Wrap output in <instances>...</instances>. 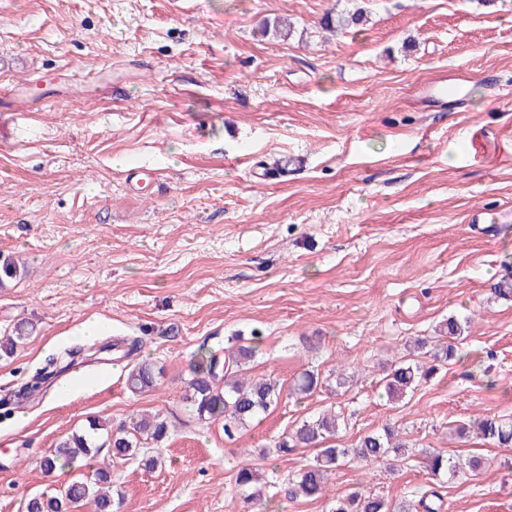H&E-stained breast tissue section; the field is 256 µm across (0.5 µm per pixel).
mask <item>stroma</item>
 Here are the masks:
<instances>
[{"instance_id":"obj_1","label":"stroma","mask_w":512,"mask_h":512,"mask_svg":"<svg viewBox=\"0 0 512 512\" xmlns=\"http://www.w3.org/2000/svg\"><path fill=\"white\" fill-rule=\"evenodd\" d=\"M363 9L347 32L326 16ZM297 34L262 36L263 20ZM466 74L452 110L420 85ZM512 0H0V391L65 350L138 339L140 350L69 367L23 406L0 409V512L91 474L48 476L41 459L91 419L165 417L149 446L162 468L112 467V512H247L239 467L278 483L316 451L276 450L302 419L332 408L336 444L391 426L416 455L336 470L325 497L277 496L273 512H328L360 487L439 512H512V448L459 425L512 417ZM465 321L459 357L392 404L381 380L415 340ZM263 342L251 378L290 388L343 367V387L283 398L235 440L184 401L199 351ZM154 362L155 389L125 379ZM483 458L436 479L423 449Z\"/></svg>"}]
</instances>
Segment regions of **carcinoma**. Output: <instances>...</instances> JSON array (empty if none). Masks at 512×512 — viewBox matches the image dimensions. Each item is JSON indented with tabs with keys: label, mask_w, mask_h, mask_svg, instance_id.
<instances>
[{
	"label": "carcinoma",
	"mask_w": 512,
	"mask_h": 512,
	"mask_svg": "<svg viewBox=\"0 0 512 512\" xmlns=\"http://www.w3.org/2000/svg\"><path fill=\"white\" fill-rule=\"evenodd\" d=\"M333 22L341 29L359 25L364 22V11L357 9L347 15L325 18V24ZM262 31L282 40H289L295 34L293 27L278 20L265 22ZM461 332V323L453 317L448 318V323L437 337L433 354L435 360L445 363L457 358L454 342ZM258 340L260 337L254 336L251 338L252 344H243L222 357L213 353L200 355L192 377L185 382V399L191 402L197 419L223 420L224 436L229 439L250 427L281 402L282 386L276 380H241L242 366L255 358L258 347L253 342ZM435 370L434 366L426 368L407 361L398 362L385 377L384 390L388 401L407 396L421 381L429 379ZM155 383L154 366L144 360L134 365L126 378L128 389L135 394L153 388ZM322 384L319 374L305 371L295 380L293 393L307 396ZM340 426L341 417L326 412L301 421L291 432L285 434L276 445V451L315 448L318 453L315 463L299 470L273 493L267 491V484L261 482L259 470L249 466L239 468L235 483L247 491L245 501L250 504L251 512H266L268 501L281 493L292 500L319 499L325 492L332 471L354 460L385 463L390 454L396 455L408 448L407 442L396 438L395 431L390 427L363 435L354 448H338L332 441ZM470 428L499 448L512 447V418L484 415L474 419ZM167 433L166 419L155 414L142 416L116 427L93 420L89 422L88 430L64 436L54 452L42 458L40 466L45 472H53L59 463L69 467L80 459H92L104 444L111 448V461L107 464L100 463L89 477L73 479L51 496L41 494L31 497L26 505L27 512H73L83 505L91 506L93 512H110L111 467L114 461L137 457L139 464L145 469H157L162 465L161 457L142 454L140 449L148 441L155 444L162 442ZM100 438L103 439L101 445L98 444ZM427 460L430 472L435 477L446 474L454 478L466 470L474 472L483 465L479 457L472 456L464 461L453 460L437 449L428 452ZM413 509L414 505L411 503L393 508L384 499L358 489L336 498L330 512H412Z\"/></svg>",
	"instance_id": "obj_1"
}]
</instances>
